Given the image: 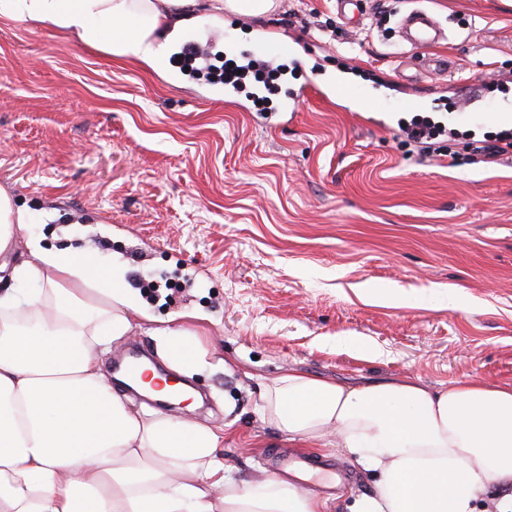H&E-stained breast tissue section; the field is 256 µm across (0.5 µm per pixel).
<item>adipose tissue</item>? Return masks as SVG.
Segmentation results:
<instances>
[{
    "instance_id": "adipose-tissue-1",
    "label": "adipose tissue",
    "mask_w": 512,
    "mask_h": 512,
    "mask_svg": "<svg viewBox=\"0 0 512 512\" xmlns=\"http://www.w3.org/2000/svg\"><path fill=\"white\" fill-rule=\"evenodd\" d=\"M277 0H0V16L163 64L191 25L264 16ZM140 312L118 269L30 243L0 263V512H328V500L224 466L223 429L157 417L117 393L99 357ZM173 370L205 369L195 331L158 330ZM262 417L304 445L346 449L375 476L352 512H512V387L413 380L352 387L294 372Z\"/></svg>"
}]
</instances>
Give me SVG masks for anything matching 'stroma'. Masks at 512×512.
Here are the masks:
<instances>
[{"mask_svg":"<svg viewBox=\"0 0 512 512\" xmlns=\"http://www.w3.org/2000/svg\"><path fill=\"white\" fill-rule=\"evenodd\" d=\"M412 8L445 31L424 51L398 33ZM186 38L215 64L259 40L288 52L269 84L228 98L178 53L158 72L0 18V190L27 216L17 255L64 247L66 227L103 265L139 244L140 311L201 329L215 362L193 378L206 407L158 415L233 424L224 465L248 482L297 451L259 411L288 373L511 386L512 159L486 164L469 145L512 113V0H362L349 22L333 0H280ZM290 91L291 113L263 125L257 105ZM415 95L457 134L428 156L402 132L398 102ZM320 458L346 474L338 512L371 493L346 450Z\"/></svg>","mask_w":512,"mask_h":512,"instance_id":"1","label":"stroma"}]
</instances>
